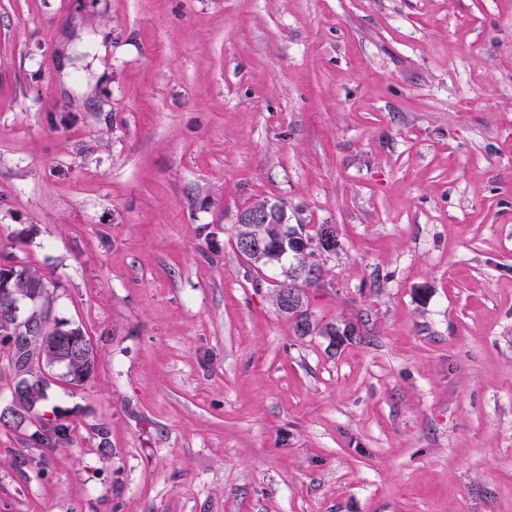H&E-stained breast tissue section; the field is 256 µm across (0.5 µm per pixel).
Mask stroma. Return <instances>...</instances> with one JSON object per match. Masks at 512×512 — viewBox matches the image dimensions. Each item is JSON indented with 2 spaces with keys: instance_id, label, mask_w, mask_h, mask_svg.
I'll use <instances>...</instances> for the list:
<instances>
[{
  "instance_id": "obj_1",
  "label": "stroma",
  "mask_w": 512,
  "mask_h": 512,
  "mask_svg": "<svg viewBox=\"0 0 512 512\" xmlns=\"http://www.w3.org/2000/svg\"><path fill=\"white\" fill-rule=\"evenodd\" d=\"M262 199L336 229L304 336ZM4 261L97 368L0 512H512V0H0Z\"/></svg>"
}]
</instances>
